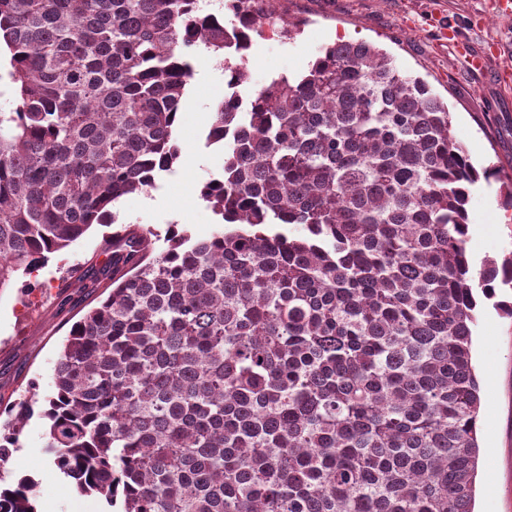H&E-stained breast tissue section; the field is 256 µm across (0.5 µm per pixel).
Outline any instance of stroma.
I'll use <instances>...</instances> for the list:
<instances>
[{
  "label": "stroma",
  "mask_w": 512,
  "mask_h": 512,
  "mask_svg": "<svg viewBox=\"0 0 512 512\" xmlns=\"http://www.w3.org/2000/svg\"><path fill=\"white\" fill-rule=\"evenodd\" d=\"M281 8L306 25L291 41L270 33L255 38L246 59L252 86L304 72L323 45L338 40L365 41L383 50L447 102L452 133L472 164L500 171V180H482L472 189L467 251L473 269L512 255V208L503 204L500 184L512 177V16L497 13L494 0H282ZM497 43L502 50L493 52L492 64L507 72L503 82L473 71L465 59L469 52L493 51ZM224 91L222 59L198 50L176 131L180 159L148 195L119 203L122 222L159 233L178 224L198 238L216 229L200 186L224 165L222 150L205 145L212 107ZM117 230L114 224L91 226L37 271L43 287L32 295L14 288L0 292V400H13L31 382L39 396L50 393L71 326L108 295L102 287H80L77 272L103 261ZM473 357L482 387L475 509L512 512V319L487 300L479 306ZM48 430L46 418L33 416L8 468L32 475L38 499L49 501L53 512H76L80 495L74 483L45 451Z\"/></svg>",
  "instance_id": "1"
}]
</instances>
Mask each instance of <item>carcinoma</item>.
Returning a JSON list of instances; mask_svg holds the SVG:
<instances>
[{"mask_svg": "<svg viewBox=\"0 0 512 512\" xmlns=\"http://www.w3.org/2000/svg\"><path fill=\"white\" fill-rule=\"evenodd\" d=\"M256 2L0 0V291L41 287L26 276L173 170L197 49L226 87L200 189L222 229L112 236L111 291L71 326L46 408L33 383L0 403V468L37 413L109 512H473L474 278L494 298L512 256L473 276L467 205L499 171L372 44L249 87L253 38L306 24ZM35 489L1 479L0 512H37ZM16 107L14 87L8 76V64L2 50L0 69V112H11Z\"/></svg>", "mask_w": 512, "mask_h": 512, "instance_id": "cac0c4a2", "label": "carcinoma"}]
</instances>
